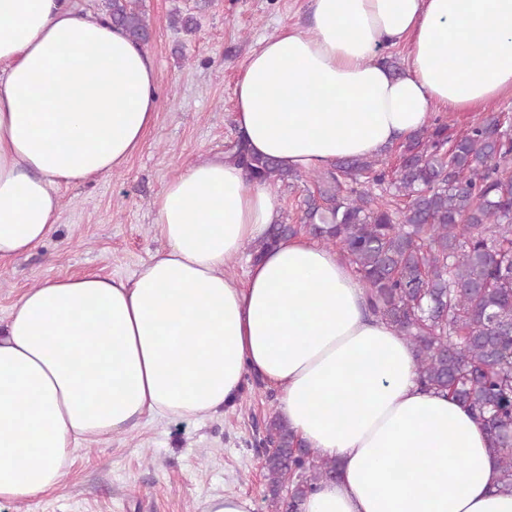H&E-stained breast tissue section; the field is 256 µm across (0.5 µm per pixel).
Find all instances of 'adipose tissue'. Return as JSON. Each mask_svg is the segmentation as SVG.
<instances>
[{"instance_id": "ef3b65f1", "label": "adipose tissue", "mask_w": 512, "mask_h": 512, "mask_svg": "<svg viewBox=\"0 0 512 512\" xmlns=\"http://www.w3.org/2000/svg\"><path fill=\"white\" fill-rule=\"evenodd\" d=\"M407 47L400 71L382 50ZM512 97V0H312L305 28L251 53L234 121L252 153L311 171L383 153L438 112ZM160 111L155 65L69 0H0V260L49 237L60 185L112 174ZM166 248L132 277L28 289L0 332V504L57 489L78 447L142 418L223 413L248 375L299 440L338 460L301 512H512L485 431L423 387L412 346L369 310L336 251L286 236L230 158L187 165L155 201Z\"/></svg>"}]
</instances>
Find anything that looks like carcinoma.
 <instances>
[{
    "label": "carcinoma",
    "mask_w": 512,
    "mask_h": 512,
    "mask_svg": "<svg viewBox=\"0 0 512 512\" xmlns=\"http://www.w3.org/2000/svg\"><path fill=\"white\" fill-rule=\"evenodd\" d=\"M106 16L145 42L138 0H106ZM507 118H481L454 135L439 117L401 145L399 163L339 160L316 170L304 200L305 226L350 264L371 310L410 343L421 384L467 408L489 436L512 494V135ZM231 157L249 177L285 180L295 172L235 142ZM408 199L399 210L358 188L360 178ZM297 234L281 224L253 254ZM268 512H298L336 460L302 448L275 415L264 427Z\"/></svg>",
    "instance_id": "1"
}]
</instances>
